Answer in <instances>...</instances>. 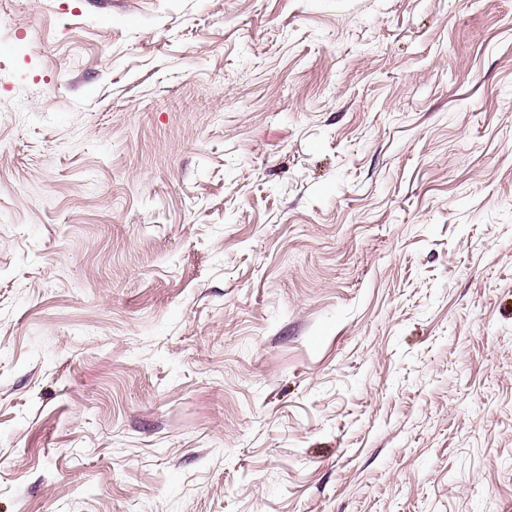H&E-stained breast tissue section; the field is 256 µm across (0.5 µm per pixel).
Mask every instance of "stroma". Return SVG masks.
I'll return each mask as SVG.
<instances>
[{"mask_svg": "<svg viewBox=\"0 0 512 512\" xmlns=\"http://www.w3.org/2000/svg\"><path fill=\"white\" fill-rule=\"evenodd\" d=\"M0 512H512V0H0Z\"/></svg>", "mask_w": 512, "mask_h": 512, "instance_id": "obj_1", "label": "stroma"}]
</instances>
